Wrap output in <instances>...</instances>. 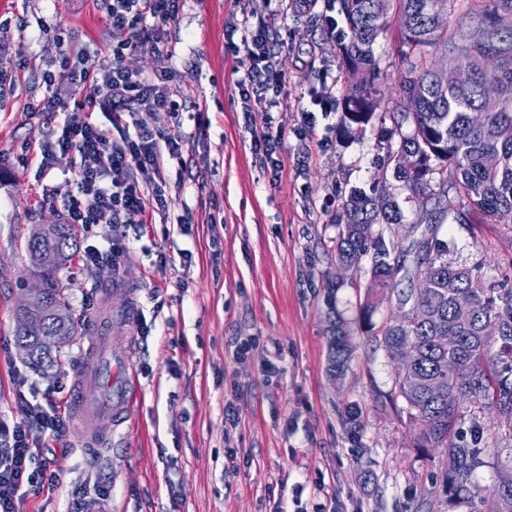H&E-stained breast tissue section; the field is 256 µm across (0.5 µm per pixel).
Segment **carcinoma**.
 <instances>
[{
    "label": "carcinoma",
    "instance_id": "1",
    "mask_svg": "<svg viewBox=\"0 0 512 512\" xmlns=\"http://www.w3.org/2000/svg\"><path fill=\"white\" fill-rule=\"evenodd\" d=\"M338 2L347 27L342 55L349 73L358 77L343 101L341 123L350 135L377 117L381 98L370 82L377 67L375 46L391 20L398 22L403 96L387 107L392 125L384 166L404 191L405 202L415 205L419 223L433 228L420 242L422 255L413 273L382 241L373 240L374 225H403L393 188L384 182L371 194L354 191L344 205L336 261L357 268L375 247L363 320L370 321L380 302L391 298L409 312L406 322L380 328L381 342L392 357L411 352L409 365L396 371L394 389L405 402L416 446L440 448L445 455L448 498L466 503L470 512H512V485L491 498L476 492L479 469L512 470V447L500 449L492 462L480 448L484 409L512 420V289L488 284L477 266L449 262L448 243L438 238L439 225L449 215L457 224L472 223L475 213L492 223L512 224V0ZM459 11L476 16L478 26H450ZM457 69L468 72L466 84L442 81V72ZM490 85L497 87L501 105L476 123L473 113L483 111ZM491 154L498 157L494 168L485 165ZM450 188L464 194L469 209L457 207L448 197ZM27 250L43 282L28 314L41 326L28 331L27 319L18 315L15 339L30 364L49 368L56 362L53 352L79 328L74 317L54 315L67 306L55 273L68 252L77 251V236L70 224H44L31 235ZM415 275L429 280L398 288ZM489 322L499 326L494 338L483 334ZM448 335L458 338L452 349L440 343ZM328 348L331 370L340 375L353 351L352 334L340 319L329 326ZM465 418L468 442L457 435Z\"/></svg>",
    "mask_w": 512,
    "mask_h": 512
}]
</instances>
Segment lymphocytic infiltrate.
Wrapping results in <instances>:
<instances>
[{"instance_id": "obj_1", "label": "lymphocytic infiltrate", "mask_w": 512, "mask_h": 512, "mask_svg": "<svg viewBox=\"0 0 512 512\" xmlns=\"http://www.w3.org/2000/svg\"><path fill=\"white\" fill-rule=\"evenodd\" d=\"M179 0H110L106 22L112 30L110 67L99 69L88 58L62 62L60 71H44L46 94L32 104L35 112H61L65 119L55 141L42 143L41 166L51 170L56 152L75 155L77 179L61 194L67 221L91 226L108 223L117 232L108 250L85 248L86 267L102 262L117 263L126 249L125 224H143L155 213L166 212L168 200L161 183L165 159L176 158L182 150V105L170 91L171 71L146 77L129 68L123 60L127 49L163 53L165 39L159 25L172 19ZM240 41H227L226 50L237 56L244 75L237 88L248 111L268 112L280 104L283 81L275 65L276 45L271 23L241 22ZM91 87L84 99L65 104L60 98L61 82ZM147 114H140V106ZM109 112L111 129L92 120L95 110ZM174 127L167 133L152 128L158 118ZM64 422L39 403H26L21 420H0V512H20L22 486H43L45 471L29 470L28 464L45 446L46 438L58 435Z\"/></svg>"}]
</instances>
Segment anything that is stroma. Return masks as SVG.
<instances>
[{
  "label": "stroma",
  "mask_w": 512,
  "mask_h": 512,
  "mask_svg": "<svg viewBox=\"0 0 512 512\" xmlns=\"http://www.w3.org/2000/svg\"><path fill=\"white\" fill-rule=\"evenodd\" d=\"M271 13L285 99L249 113L237 89L243 71L224 45L234 24ZM105 17L104 0H0V419H21L22 401L49 399L65 422L30 464L54 481L24 487L22 512H68L75 500L84 512H468L449 503L445 457L417 447L393 391L396 364L360 323L370 259L336 267L344 202L381 178L390 123L343 136L351 84L338 43L284 0H179L163 26L167 53L125 56L137 71H175L171 88L192 119L180 157L162 170L168 213L126 225L119 267L88 269L77 254L55 274L80 320L107 305L111 346L130 351L139 383L110 450L82 451L67 398L90 338L75 336L44 371L23 359L15 313L42 282L27 240L64 221L53 189L76 178L69 153L41 171L39 146L56 139L64 117L29 105L43 98L41 73L61 54L111 65ZM395 37L384 32L375 49V87L387 100L402 93ZM323 83L334 103L327 116L311 101ZM307 111L302 138L295 131ZM262 127L289 133L279 170L252 149ZM307 145L312 156L299 163ZM184 215L190 227L179 224ZM439 236L450 261L512 288V224L445 223ZM336 316L354 343L339 376L327 345ZM229 405L238 412L230 430ZM104 487L111 495L102 500Z\"/></svg>",
  "instance_id": "stroma-1"
}]
</instances>
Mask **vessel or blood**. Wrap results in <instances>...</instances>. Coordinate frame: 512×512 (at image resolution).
I'll use <instances>...</instances> for the list:
<instances>
[{"instance_id": "obj_1", "label": "vessel or blood", "mask_w": 512, "mask_h": 512, "mask_svg": "<svg viewBox=\"0 0 512 512\" xmlns=\"http://www.w3.org/2000/svg\"><path fill=\"white\" fill-rule=\"evenodd\" d=\"M91 344L90 356L77 370L71 409L74 424L86 445L95 447L107 441L96 429L98 417L108 414L115 425L125 424L136 385L128 370L127 357L110 352L109 338L104 332L93 330Z\"/></svg>"}]
</instances>
